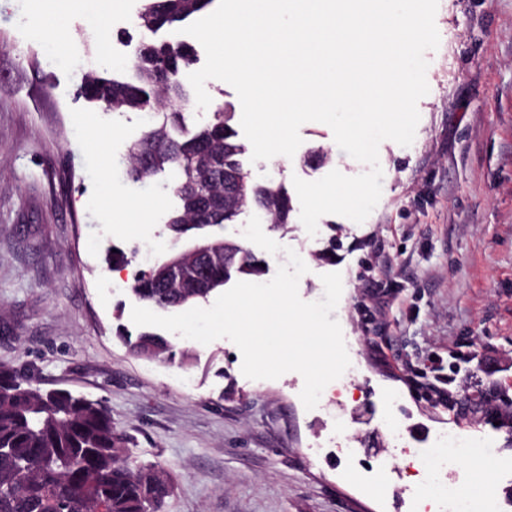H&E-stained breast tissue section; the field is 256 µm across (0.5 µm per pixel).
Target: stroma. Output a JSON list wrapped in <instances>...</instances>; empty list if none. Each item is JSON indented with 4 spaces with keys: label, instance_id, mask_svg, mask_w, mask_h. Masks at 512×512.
<instances>
[{
    "label": "stroma",
    "instance_id": "35a3bbf8",
    "mask_svg": "<svg viewBox=\"0 0 512 512\" xmlns=\"http://www.w3.org/2000/svg\"><path fill=\"white\" fill-rule=\"evenodd\" d=\"M139 6L112 0L100 14L63 0L47 23L41 0H0V363L101 401L133 459L171 479L164 512H409L417 451L443 430L512 459V0H438L414 141L380 144L382 195L363 223L326 215L313 237L296 216L262 224L283 247L266 255L267 277L289 248L307 265L302 300L323 297L322 274L342 276L332 317L359 373L323 412L305 409L299 373L246 378L229 339L168 333L169 361L118 336L139 333L138 300L115 287L128 271L104 254L165 256L176 199L115 164L146 117L103 111L75 88L82 72L126 68L116 35L134 32ZM299 134L293 157L248 163L254 183L366 172L328 125ZM116 200L145 206L148 223H120ZM454 352L471 359L472 381L450 382Z\"/></svg>",
    "mask_w": 512,
    "mask_h": 512
}]
</instances>
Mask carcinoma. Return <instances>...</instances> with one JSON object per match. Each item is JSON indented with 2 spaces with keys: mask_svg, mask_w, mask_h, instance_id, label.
I'll use <instances>...</instances> for the list:
<instances>
[{
  "mask_svg": "<svg viewBox=\"0 0 512 512\" xmlns=\"http://www.w3.org/2000/svg\"><path fill=\"white\" fill-rule=\"evenodd\" d=\"M213 0H143L137 14L142 38L128 75L92 71L82 83L95 82L98 105L118 113L138 112L149 123L122 159L134 182L160 177L177 199L166 221L172 239L183 243L153 265L140 270L132 283L138 300L163 309L205 301L224 280L258 277L266 260L246 245L229 242L232 265H216L210 275L217 288L189 294L152 278L163 264L194 245L223 241L212 228L233 224L237 214L256 207L273 223L287 226L290 198L278 184L253 183L244 167L245 148L232 125L235 107L212 113L189 129L190 89L180 74L197 61L195 47L185 41L156 39L165 27L183 23ZM168 66L160 75L156 68ZM180 94V109H167L166 90ZM240 179V192L229 208L199 214L208 194L224 191V172ZM124 341L136 353L155 344L159 355L174 356L169 341L158 334L126 333ZM173 492L171 480L154 464L131 460L124 440L112 426L108 409L99 401L67 390L42 392L30 374L0 364V512H163Z\"/></svg>",
  "mask_w": 512,
  "mask_h": 512,
  "instance_id": "cac0c4a2",
  "label": "carcinoma"
}]
</instances>
